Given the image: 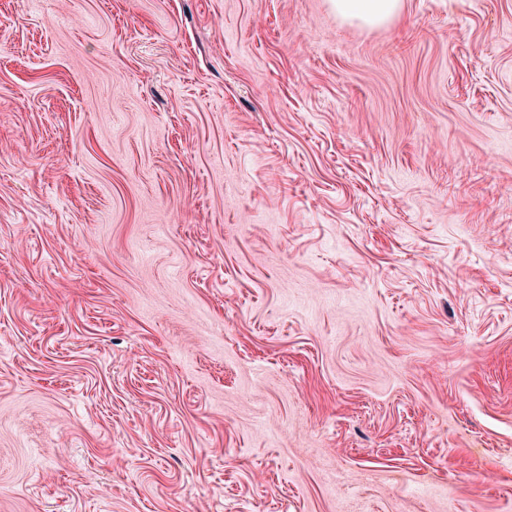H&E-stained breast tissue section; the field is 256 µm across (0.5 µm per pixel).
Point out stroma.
<instances>
[{
	"instance_id": "1",
	"label": "stroma",
	"mask_w": 512,
	"mask_h": 512,
	"mask_svg": "<svg viewBox=\"0 0 512 512\" xmlns=\"http://www.w3.org/2000/svg\"><path fill=\"white\" fill-rule=\"evenodd\" d=\"M0 512H512V0H0ZM331 5L342 19L366 27L382 26L402 10V0H331Z\"/></svg>"
}]
</instances>
